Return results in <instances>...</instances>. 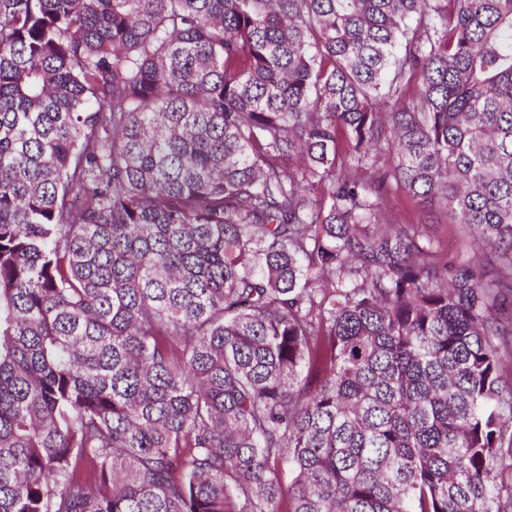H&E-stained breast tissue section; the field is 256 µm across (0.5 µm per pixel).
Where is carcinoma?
Instances as JSON below:
<instances>
[{
	"label": "carcinoma",
	"mask_w": 512,
	"mask_h": 512,
	"mask_svg": "<svg viewBox=\"0 0 512 512\" xmlns=\"http://www.w3.org/2000/svg\"><path fill=\"white\" fill-rule=\"evenodd\" d=\"M505 290L512 0H0V512H512ZM382 207L406 224H427L430 236L448 254V259L476 260L485 264L495 259L494 250L475 251L463 229L452 224L444 210L408 197L394 181L387 183Z\"/></svg>",
	"instance_id": "cac0c4a2"
}]
</instances>
